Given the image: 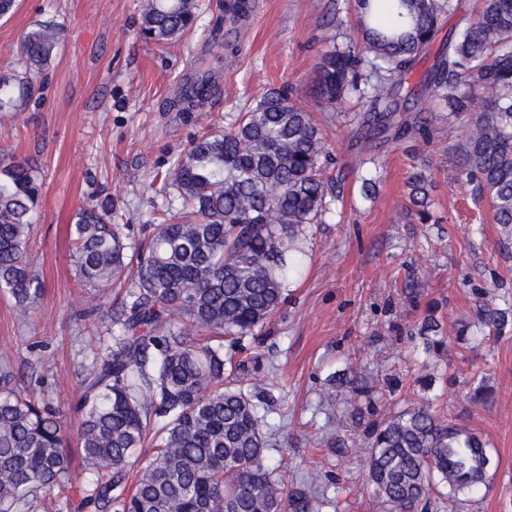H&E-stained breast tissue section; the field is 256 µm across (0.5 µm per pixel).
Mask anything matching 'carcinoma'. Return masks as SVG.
Listing matches in <instances>:
<instances>
[{
  "instance_id": "carcinoma-1",
  "label": "carcinoma",
  "mask_w": 512,
  "mask_h": 512,
  "mask_svg": "<svg viewBox=\"0 0 512 512\" xmlns=\"http://www.w3.org/2000/svg\"><path fill=\"white\" fill-rule=\"evenodd\" d=\"M452 0H355L360 45L330 44L314 68L311 91L335 111L351 96L370 102L377 129L389 128L417 57L436 39ZM249 0H224V24L243 23ZM197 20V0H146L141 31L156 44L181 38ZM58 28L43 22L21 39L22 71L0 78V112L31 94L33 78L51 64ZM209 86L186 84L175 100L185 112L203 104ZM446 120L469 117L459 146L465 176L478 183L502 236L512 237V0H482L460 33L448 36L420 82L411 128L430 132L427 98ZM329 151L312 113L281 91L265 93L222 132L207 131L178 153L163 182L180 207L168 205L147 241H132L112 223V206L80 207L70 237L77 278L89 288L85 312L102 308L104 292L127 281L117 312L101 314L107 337L81 378V420L30 394L24 372L0 365V512H38L40 493L69 484L64 448L76 431L87 482L68 497L69 512H314L326 503L316 487L290 490L268 463L273 436L255 403L259 379L245 364L225 372L224 338L261 333L302 277V243L321 223ZM407 215L430 223L426 178L407 183ZM41 204V183L28 165L0 152V293L22 317L44 288L28 259ZM479 324L498 334L512 306L483 301ZM199 338H194V335ZM418 336L428 351L444 345L439 322ZM374 387L355 370L345 387L321 396L331 408L371 398ZM152 458L140 463L146 440ZM139 465L127 490V472ZM368 483L379 512H428L437 499L456 501L486 485L487 443L428 402H410L371 432ZM448 489L444 494L439 487Z\"/></svg>"
}]
</instances>
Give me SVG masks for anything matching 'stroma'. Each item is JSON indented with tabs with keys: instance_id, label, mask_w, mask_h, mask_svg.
<instances>
[{
	"instance_id": "obj_1",
	"label": "stroma",
	"mask_w": 512,
	"mask_h": 512,
	"mask_svg": "<svg viewBox=\"0 0 512 512\" xmlns=\"http://www.w3.org/2000/svg\"><path fill=\"white\" fill-rule=\"evenodd\" d=\"M233 35L236 54L222 55L216 24L224 0H198L195 26L158 45L140 34L143 0H19L0 20V76L18 68L16 49L41 21L60 30L58 51L34 94L14 112H0V149L37 170L41 217L29 259L44 297L28 317L0 294V362L34 367L30 389L68 410L80 376L98 346L97 316L77 320L85 293L73 270L69 227L82 205L111 200L114 221L143 237L169 201L161 176L204 131L232 124L238 112L271 88L294 93L313 112L330 151L325 213L306 242L309 261L291 282L288 300L262 336L242 339L234 355L261 378L268 419L277 428L272 462L289 487L312 482L329 498L321 512H373L366 475L365 426L402 407L423 374L434 378L426 397L480 433L488 444V486L462 495L440 512H512V328L496 336L474 327L475 305L493 282L512 299V240L503 241L487 201L459 168L455 145L465 123L434 121L430 136L385 138L363 122L366 100L343 111H321L310 94L313 67L326 50L354 40L351 0H254ZM214 65L205 105L179 111L172 101ZM427 176L433 223L407 216V181ZM372 188L363 191V179ZM416 285L417 295L405 293ZM435 308L449 341L426 353L414 332ZM471 323L466 341L455 338ZM356 368L378 387L375 411L354 421L338 407L329 423L319 395L330 377ZM492 389L486 403L468 399L478 381ZM343 443L344 454L334 452Z\"/></svg>"
}]
</instances>
